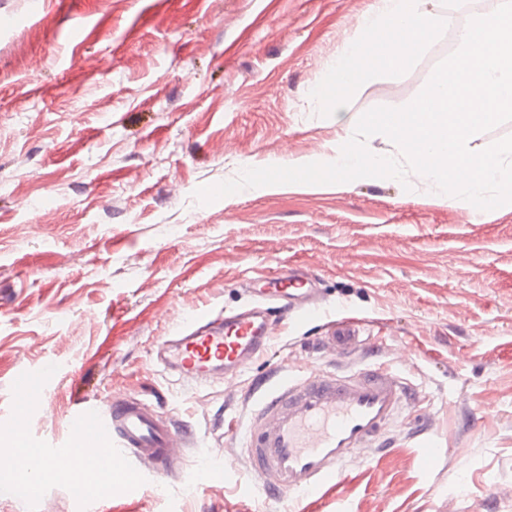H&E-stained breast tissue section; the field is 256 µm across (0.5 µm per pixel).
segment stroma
<instances>
[{
    "instance_id": "1",
    "label": "stroma",
    "mask_w": 512,
    "mask_h": 512,
    "mask_svg": "<svg viewBox=\"0 0 512 512\" xmlns=\"http://www.w3.org/2000/svg\"><path fill=\"white\" fill-rule=\"evenodd\" d=\"M374 0H0V412L18 375L54 364L51 415L68 438L70 386L138 397L187 425L179 476L113 495L116 512H289L245 468L196 471L242 442L222 419L254 407L273 367L329 369L322 321H288L232 384L180 381L157 360L187 320L244 304L247 278L309 268L328 317L361 319L377 359L424 391L443 450L409 435L359 450L309 512H512V204L473 216L434 185L363 178L248 188L211 204L194 191L244 167L323 156L340 130L310 92ZM454 18L400 77L363 84L345 110L401 107L487 0H432Z\"/></svg>"
}]
</instances>
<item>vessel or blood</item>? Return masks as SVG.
I'll return each instance as SVG.
<instances>
[{"label":"vessel or blood","mask_w":512,"mask_h":512,"mask_svg":"<svg viewBox=\"0 0 512 512\" xmlns=\"http://www.w3.org/2000/svg\"><path fill=\"white\" fill-rule=\"evenodd\" d=\"M250 294L248 308L217 317L198 314L162 343L157 356L164 367L197 382L234 379L267 352L279 319L311 320L324 313L314 277L298 268L257 284ZM315 345L335 349L343 360L373 355L377 348L375 337L364 335L362 321L351 317L330 321ZM278 373L271 386L262 378L253 381V390L265 395L245 424H224L227 433L245 435L238 461L199 470V484L223 478L240 463L268 498H323L340 484L358 449L377 441L424 399L417 385L381 364L340 374L284 367ZM91 410L124 456L147 465L157 480L175 477V459L195 439L191 430L135 397L97 403L74 394L73 415Z\"/></svg>","instance_id":"b4317fda"}]
</instances>
